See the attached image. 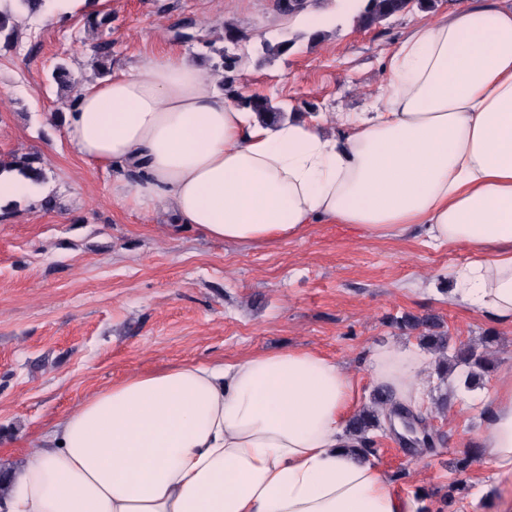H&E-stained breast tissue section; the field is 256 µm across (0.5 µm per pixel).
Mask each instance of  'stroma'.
<instances>
[{"instance_id": "stroma-1", "label": "stroma", "mask_w": 512, "mask_h": 512, "mask_svg": "<svg viewBox=\"0 0 512 512\" xmlns=\"http://www.w3.org/2000/svg\"><path fill=\"white\" fill-rule=\"evenodd\" d=\"M62 4L19 16L17 44L0 48V159L41 155L53 195L46 209L20 197L0 218V467L18 466L34 440L97 390L133 372L232 359L259 350L306 348L358 379L371 405L367 370L382 345L420 347L393 318L432 314L450 344L486 346L479 386L440 378L426 351L417 413L426 444L404 441L382 420L370 433L371 462L424 512H512V476L477 455L484 397L512 372V327L448 298V273L466 247L437 248L419 232L367 240L345 224H314L300 240L239 246L163 216L112 202L110 171L69 145L63 117L100 68L118 72L177 50L216 78L225 95L267 97L286 112H360L396 47L424 16L411 8L370 28L346 19L314 38L278 0H105V24ZM188 32H181L182 23ZM233 27L238 43L225 40ZM291 41L269 56L264 42ZM65 63L71 88L53 82ZM472 462L466 474L456 463Z\"/></svg>"}]
</instances>
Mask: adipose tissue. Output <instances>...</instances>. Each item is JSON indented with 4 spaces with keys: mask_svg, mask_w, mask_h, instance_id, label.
I'll use <instances>...</instances> for the list:
<instances>
[{
    "mask_svg": "<svg viewBox=\"0 0 512 512\" xmlns=\"http://www.w3.org/2000/svg\"><path fill=\"white\" fill-rule=\"evenodd\" d=\"M364 112L263 122L178 52L86 86L64 118L112 201L239 244L349 224L467 246L451 299L512 325V0L418 22ZM342 127L331 135L327 126ZM418 351L380 346L372 381L424 393ZM355 376L316 351L133 372L42 434L0 512H416L355 452ZM481 458L512 474V373L487 396Z\"/></svg>",
    "mask_w": 512,
    "mask_h": 512,
    "instance_id": "1",
    "label": "adipose tissue"
}]
</instances>
